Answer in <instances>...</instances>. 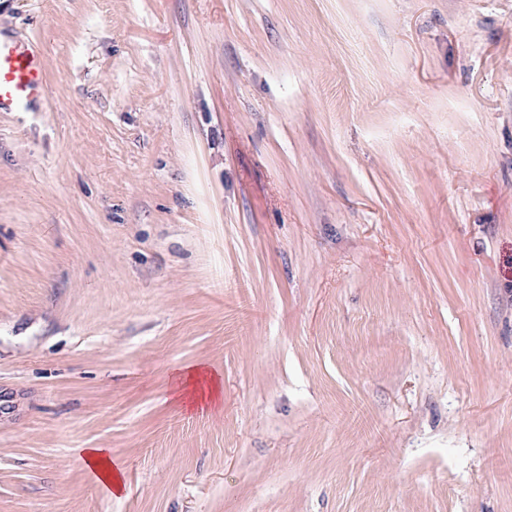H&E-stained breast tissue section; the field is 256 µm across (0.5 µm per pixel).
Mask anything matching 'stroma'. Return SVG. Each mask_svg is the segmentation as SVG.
Instances as JSON below:
<instances>
[{
	"mask_svg": "<svg viewBox=\"0 0 512 512\" xmlns=\"http://www.w3.org/2000/svg\"><path fill=\"white\" fill-rule=\"evenodd\" d=\"M0 34L48 83L0 112V512H512V0H0ZM178 378L180 397L190 408L200 407L207 402L214 404L223 399V378L200 366L183 367ZM76 454L108 494L117 497L122 493L125 488V474L123 469L112 461L109 449L79 448L76 449Z\"/></svg>",
	"mask_w": 512,
	"mask_h": 512,
	"instance_id": "1",
	"label": "stroma"
}]
</instances>
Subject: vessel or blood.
<instances>
[{
	"label": "vessel or blood",
	"instance_id": "vessel-or-blood-1",
	"mask_svg": "<svg viewBox=\"0 0 512 512\" xmlns=\"http://www.w3.org/2000/svg\"><path fill=\"white\" fill-rule=\"evenodd\" d=\"M41 56L30 43L0 37V112H25L46 96Z\"/></svg>",
	"mask_w": 512,
	"mask_h": 512
}]
</instances>
